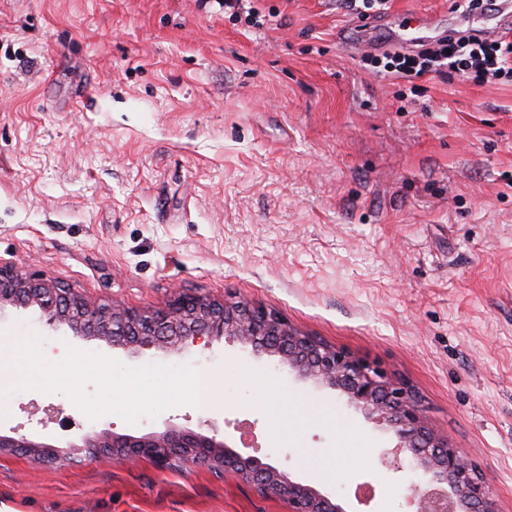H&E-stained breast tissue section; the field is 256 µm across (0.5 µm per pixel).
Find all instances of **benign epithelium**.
Here are the masks:
<instances>
[{
  "mask_svg": "<svg viewBox=\"0 0 512 512\" xmlns=\"http://www.w3.org/2000/svg\"><path fill=\"white\" fill-rule=\"evenodd\" d=\"M38 316L50 330L66 329L77 338L133 355L184 354L224 339L247 355H264L282 372L316 387L334 390L343 405L392 433V446L377 465L408 472L418 512H500L479 471L430 425L415 391L387 370L355 354L301 332L276 312L246 301L216 299L181 290L159 309L136 310L120 303L95 304L73 288L0 264V318ZM203 434L168 421L163 430L140 435L107 429L89 431L69 447L93 461L134 462L140 458L171 467L201 463L248 487L263 498H278L288 512H351L346 501L320 490L313 480H296L257 456H244L215 426ZM21 453L38 463L64 464L44 439L0 430V453Z\"/></svg>",
  "mask_w": 512,
  "mask_h": 512,
  "instance_id": "7a95c632",
  "label": "benign epithelium"
}]
</instances>
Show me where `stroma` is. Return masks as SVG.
<instances>
[{"instance_id":"stroma-1","label":"stroma","mask_w":512,"mask_h":512,"mask_svg":"<svg viewBox=\"0 0 512 512\" xmlns=\"http://www.w3.org/2000/svg\"><path fill=\"white\" fill-rule=\"evenodd\" d=\"M0 0V260L89 301L156 309L183 288L278 313L410 384L512 512V85L363 68L343 0ZM453 15L387 0L376 16ZM0 427L60 448L90 430L214 420L236 450L345 498L416 512L377 474L391 434L337 393L223 341L131 356L35 319L0 339ZM210 382L200 410L189 371ZM348 467L328 478L334 453ZM0 512H288L206 466L0 454Z\"/></svg>"}]
</instances>
